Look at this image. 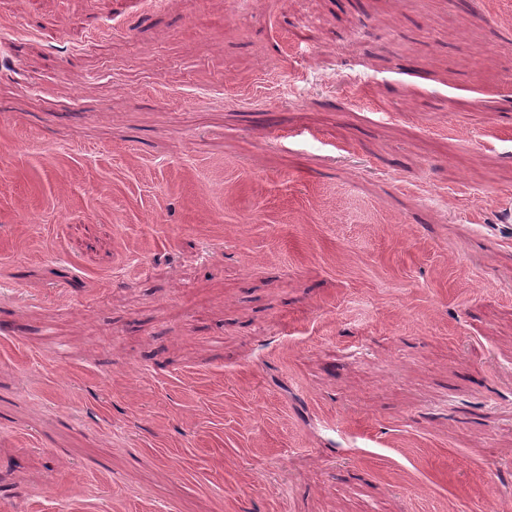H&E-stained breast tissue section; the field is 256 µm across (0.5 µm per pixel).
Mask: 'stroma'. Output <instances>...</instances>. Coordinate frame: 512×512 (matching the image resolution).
<instances>
[{"instance_id":"obj_1","label":"stroma","mask_w":512,"mask_h":512,"mask_svg":"<svg viewBox=\"0 0 512 512\" xmlns=\"http://www.w3.org/2000/svg\"><path fill=\"white\" fill-rule=\"evenodd\" d=\"M0 512H512V0H0Z\"/></svg>"}]
</instances>
